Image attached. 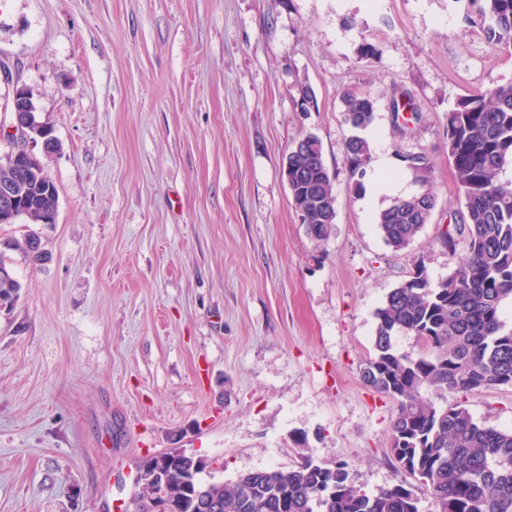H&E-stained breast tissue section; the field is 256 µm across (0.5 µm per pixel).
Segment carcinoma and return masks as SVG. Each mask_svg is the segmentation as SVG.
Masks as SVG:
<instances>
[{"label": "carcinoma", "mask_w": 512, "mask_h": 512, "mask_svg": "<svg viewBox=\"0 0 512 512\" xmlns=\"http://www.w3.org/2000/svg\"><path fill=\"white\" fill-rule=\"evenodd\" d=\"M477 24L486 37L512 54V0H480ZM344 119L364 130L374 104L362 91L342 94ZM448 158L462 192L464 210L442 236L455 254V233L467 231L469 250L453 275L431 283L419 266L386 296L376 312L372 354L361 380L391 399L396 415L391 455L424 486L438 512H512V432L478 424L460 404L446 405L448 393L512 385V333L502 331L501 302L512 297V180L499 174L512 164V85L469 94L448 110ZM302 146L315 163L294 184L293 203L307 222V235L327 240L336 219V198L319 139L306 134ZM368 141L350 138L347 156L353 172L364 176ZM419 181L429 180L423 154L409 157ZM45 163L30 166L24 183L26 206L18 213L32 224L55 223L58 194ZM431 189L394 202L376 216L387 245L406 248L435 209ZM41 238L28 235L16 244L31 260L45 259ZM21 285L15 275L0 279V308L13 306ZM398 335L411 336L417 352H401ZM200 458L172 449L140 463L142 498L156 490L154 474L166 476V493L181 512H418L413 490L395 485L370 493L355 486L343 462L300 456L291 470L263 468L221 483L201 482Z\"/></svg>", "instance_id": "1"}]
</instances>
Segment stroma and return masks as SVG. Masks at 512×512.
Listing matches in <instances>:
<instances>
[{"instance_id":"stroma-1","label":"stroma","mask_w":512,"mask_h":512,"mask_svg":"<svg viewBox=\"0 0 512 512\" xmlns=\"http://www.w3.org/2000/svg\"><path fill=\"white\" fill-rule=\"evenodd\" d=\"M474 13L469 0H0V59L59 144L55 223L0 224L21 284L0 309V512H135L146 456L182 448L204 460L201 481L224 482L294 468L302 433L364 490L419 491L390 455L396 407L360 370L387 293L420 265L448 278L468 250L464 234L455 253L441 244L463 209L446 116L512 84V55ZM347 89L374 102L362 178ZM309 133L336 195L319 244L282 174ZM416 154L436 207L397 251L375 216L420 191ZM31 233L46 260L5 248ZM448 402L512 429L510 385ZM370 146L368 141L361 136H353L347 143V156L353 172L362 178L366 173L364 157L369 156Z\"/></svg>"}]
</instances>
